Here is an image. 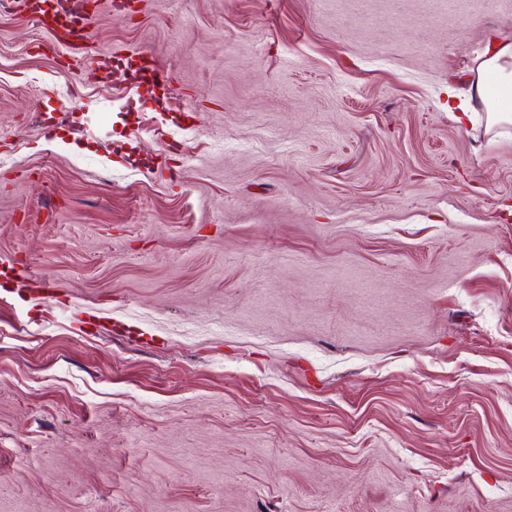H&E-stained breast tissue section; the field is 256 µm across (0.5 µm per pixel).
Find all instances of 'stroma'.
Returning <instances> with one entry per match:
<instances>
[{
	"instance_id": "35a3bbf8",
	"label": "stroma",
	"mask_w": 512,
	"mask_h": 512,
	"mask_svg": "<svg viewBox=\"0 0 512 512\" xmlns=\"http://www.w3.org/2000/svg\"><path fill=\"white\" fill-rule=\"evenodd\" d=\"M91 32L0 11V512H512V123L448 98L512 0ZM59 28L60 32L54 28H52V31L63 48L71 50L78 44L82 49L89 52H93L96 48V43L92 40L88 28V20L75 28Z\"/></svg>"
}]
</instances>
